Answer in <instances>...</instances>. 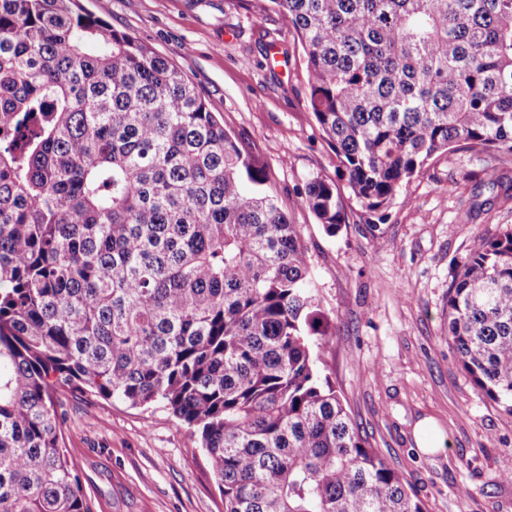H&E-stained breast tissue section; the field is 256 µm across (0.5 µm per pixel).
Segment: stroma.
I'll list each match as a JSON object with an SVG mask.
<instances>
[{"instance_id":"1","label":"stroma","mask_w":512,"mask_h":512,"mask_svg":"<svg viewBox=\"0 0 512 512\" xmlns=\"http://www.w3.org/2000/svg\"><path fill=\"white\" fill-rule=\"evenodd\" d=\"M81 3L100 11L99 0ZM103 14L181 69L266 167L336 327L323 368L369 446L427 512H512V414L479 395L448 341L458 264L475 236L512 226V164L494 152L439 155L384 223L348 197L346 224L328 235L298 200L312 180L346 181L307 110L297 36L268 0H111ZM57 410L94 512H224L197 438L163 405L65 391ZM423 419L443 439L432 453L416 442Z\"/></svg>"}]
</instances>
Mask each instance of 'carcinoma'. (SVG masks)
<instances>
[{"mask_svg":"<svg viewBox=\"0 0 512 512\" xmlns=\"http://www.w3.org/2000/svg\"><path fill=\"white\" fill-rule=\"evenodd\" d=\"M350 197L385 220L465 145L512 163V0H271ZM269 174L184 73L80 0H0V512H93L57 394L163 403L224 512H425L360 434ZM299 205L334 236L335 184ZM448 340L512 413V229L474 238Z\"/></svg>","mask_w":512,"mask_h":512,"instance_id":"obj_1","label":"carcinoma"}]
</instances>
